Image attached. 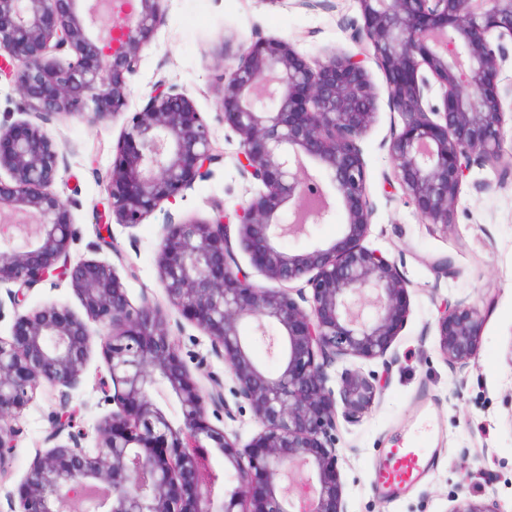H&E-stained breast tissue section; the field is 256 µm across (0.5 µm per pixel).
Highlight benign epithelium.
<instances>
[{"mask_svg":"<svg viewBox=\"0 0 512 512\" xmlns=\"http://www.w3.org/2000/svg\"><path fill=\"white\" fill-rule=\"evenodd\" d=\"M167 0H0V76L14 82L42 120L78 115L90 124L128 106L129 76L165 22ZM356 53L308 62L284 39L258 36L224 72L220 119L239 138L240 174L263 190L231 213L175 221L165 214L156 256L168 302L207 336L234 386L190 370L169 338L164 312L148 296L133 304L112 264L71 261L77 241L69 204L54 191L63 161L41 126L0 122V286L23 289L69 280L79 318L55 303L20 315L0 336V463L17 447V421L44 384L72 389L98 335L109 379L90 453L58 416L18 487L16 512H71L97 488L89 512H349L337 448L339 421L372 412L384 374L369 368L388 354L409 312L404 271L365 244L375 207L358 140L375 96L364 67L386 77L401 126L384 141L402 197L428 224L454 221L462 180L498 158L500 85L512 59V0H358ZM68 53L62 59L59 54ZM215 160L207 124L192 100L163 82L123 131L97 216L96 249H112V223L133 227L192 188ZM343 237L302 253L281 247L336 218ZM268 281L306 280L294 298L259 285L236 252ZM483 324L460 297L438 306L444 358L464 369ZM280 358L278 372L253 360L249 336ZM209 382L203 386L194 372ZM163 390L180 410L172 422L157 404ZM247 404L259 432L245 445L212 423L237 420ZM66 441H61L62 435ZM224 473L203 468L210 451ZM449 512H504L496 502L455 497Z\"/></svg>","mask_w":512,"mask_h":512,"instance_id":"7a95c632","label":"benign epithelium"}]
</instances>
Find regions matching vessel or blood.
Listing matches in <instances>:
<instances>
[{"label": "vessel or blood", "mask_w": 512, "mask_h": 512, "mask_svg": "<svg viewBox=\"0 0 512 512\" xmlns=\"http://www.w3.org/2000/svg\"><path fill=\"white\" fill-rule=\"evenodd\" d=\"M433 461L430 449L406 443L391 450L375 473L378 491L388 498L399 496L417 483Z\"/></svg>", "instance_id": "b4317fda"}]
</instances>
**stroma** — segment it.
<instances>
[{
	"label": "stroma",
	"instance_id": "1",
	"mask_svg": "<svg viewBox=\"0 0 512 512\" xmlns=\"http://www.w3.org/2000/svg\"><path fill=\"white\" fill-rule=\"evenodd\" d=\"M363 20L357 0H322L313 9L296 0H168L164 25L145 50L139 71L128 80L131 111L141 110L152 84L165 81L186 93L210 129L215 160L185 198L163 203L160 211L134 227L113 225L114 247L95 248V217L108 205V176L126 124L125 115L91 125L76 116H56L43 124L65 144L64 171L54 185L71 204L79 241L73 260L112 261L122 252L131 273L124 281L132 303L149 296L164 307L170 338L186 361L203 357L214 374L224 360L211 340L178 311L169 308L160 286L156 254L164 213L175 220L212 218L217 209L233 211L260 185L243 179L236 167L239 140L218 118L217 89L234 60L221 45L250 43L256 36L288 40L310 61L332 53H353L351 39ZM364 65L376 104L359 146L366 164L367 192L375 207L367 245L401 260L409 281L410 314L394 341L396 353L382 397L370 416L356 425L340 424V448L349 452L341 469L350 512H449L452 499L468 495L499 502L512 512V112L504 114L501 158L478 166L464 179L455 224L426 223L415 206L390 192L393 164L381 143L398 116L388 105L383 72L373 58ZM450 259L441 270L438 260ZM468 297L483 324L476 356L457 383L456 373L438 350L437 307L443 299ZM56 303L78 317L86 312L69 281L44 282L26 292L24 309ZM106 373L99 338L90 341L88 361L77 387L60 393L43 385L24 410L22 429L10 460L0 469V512L17 506V489L37 451L48 449L55 412L68 406L83 448L95 447V426L108 413L98 381ZM434 428L423 440L436 449L440 464L402 497L379 496L373 471L386 451L401 445L420 417Z\"/></svg>",
	"mask_w": 512,
	"mask_h": 512
}]
</instances>
